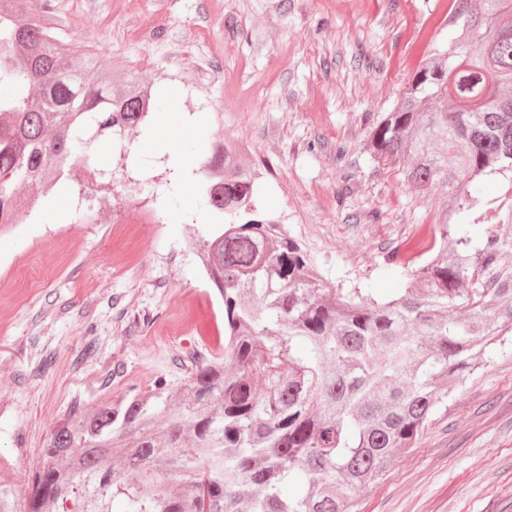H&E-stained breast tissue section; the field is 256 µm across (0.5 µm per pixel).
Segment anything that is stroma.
Masks as SVG:
<instances>
[{
    "label": "stroma",
    "instance_id": "35a3bbf8",
    "mask_svg": "<svg viewBox=\"0 0 512 512\" xmlns=\"http://www.w3.org/2000/svg\"><path fill=\"white\" fill-rule=\"evenodd\" d=\"M52 0L62 41L161 88L149 133L96 188L98 222L57 194L0 237V487L29 499L40 451L71 410L157 379L178 387L195 357L224 350V306L186 236L204 232L197 183L175 193L170 156L194 165L210 132L266 168L264 212L286 222L325 287L391 293L385 259L436 221L447 196L374 172L372 120L396 103L429 44L459 29L448 0ZM344 160H337V148ZM356 512H512V353L464 376L415 448L356 496Z\"/></svg>",
    "mask_w": 512,
    "mask_h": 512
}]
</instances>
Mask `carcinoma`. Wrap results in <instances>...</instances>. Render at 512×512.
I'll list each match as a JSON object with an SVG mask.
<instances>
[{
  "label": "carcinoma",
  "mask_w": 512,
  "mask_h": 512,
  "mask_svg": "<svg viewBox=\"0 0 512 512\" xmlns=\"http://www.w3.org/2000/svg\"><path fill=\"white\" fill-rule=\"evenodd\" d=\"M463 34L428 47L365 144L378 173L448 192L425 237L387 265L408 279L389 301L325 288L288 227L257 207L260 173L211 140L194 174L209 229L196 249L224 305V354L193 359L171 390L131 389L73 411L47 438L27 512H353L359 489L415 447L448 409V385L487 365L512 333V195L484 217L475 179L512 176V0H448ZM51 5L0 0V228L35 199L84 188L90 144L145 128L151 85L105 74L59 39ZM476 42L479 49L467 47ZM484 222L481 235L475 234Z\"/></svg>",
  "instance_id": "1"
}]
</instances>
